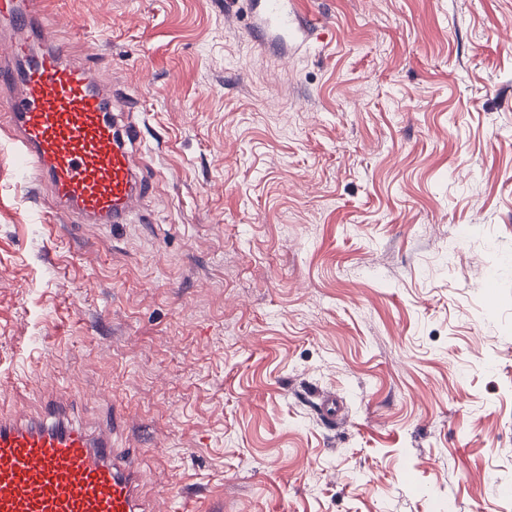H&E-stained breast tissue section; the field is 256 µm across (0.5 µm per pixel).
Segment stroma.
<instances>
[{"label":"stroma","mask_w":512,"mask_h":512,"mask_svg":"<svg viewBox=\"0 0 512 512\" xmlns=\"http://www.w3.org/2000/svg\"><path fill=\"white\" fill-rule=\"evenodd\" d=\"M49 2L162 179L36 224L0 136V401L125 404L200 512H512V0H294L284 59L250 0Z\"/></svg>","instance_id":"35a3bbf8"}]
</instances>
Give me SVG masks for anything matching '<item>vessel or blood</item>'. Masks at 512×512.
<instances>
[{"label":"vessel or blood","instance_id":"b4317fda","mask_svg":"<svg viewBox=\"0 0 512 512\" xmlns=\"http://www.w3.org/2000/svg\"><path fill=\"white\" fill-rule=\"evenodd\" d=\"M320 26L288 0H257L252 32L306 42ZM141 101L118 97L101 63L71 60L47 0H0V130L18 182L63 223L127 224L152 196ZM79 402L52 393L35 415L0 407V512H173L179 492L146 496L150 474L113 442L128 409L91 428L72 416Z\"/></svg>","mask_w":512,"mask_h":512}]
</instances>
